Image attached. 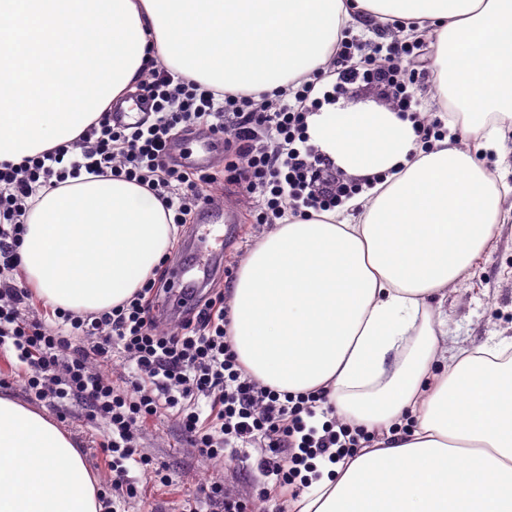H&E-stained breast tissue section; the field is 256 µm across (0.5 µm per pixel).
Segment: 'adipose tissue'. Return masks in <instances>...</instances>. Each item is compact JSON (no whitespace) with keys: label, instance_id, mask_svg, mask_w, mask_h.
<instances>
[{"label":"adipose tissue","instance_id":"1","mask_svg":"<svg viewBox=\"0 0 512 512\" xmlns=\"http://www.w3.org/2000/svg\"><path fill=\"white\" fill-rule=\"evenodd\" d=\"M423 33L453 106L419 144L391 109L323 103L307 132L336 166L378 177L347 209L261 237L231 292L234 350L259 382L329 404L376 434L295 512H512V338L449 351L444 291L485 250L503 187L451 137L499 149L512 120V0H0V163L74 140L165 62L274 99L324 63L340 28ZM144 187L82 174L42 190L21 270L48 304L91 312L140 288L170 248ZM97 478L48 414L0 396V512H102Z\"/></svg>","mask_w":512,"mask_h":512}]
</instances>
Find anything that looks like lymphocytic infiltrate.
Here are the masks:
<instances>
[{"label":"lymphocytic infiltrate","instance_id":"obj_1","mask_svg":"<svg viewBox=\"0 0 512 512\" xmlns=\"http://www.w3.org/2000/svg\"><path fill=\"white\" fill-rule=\"evenodd\" d=\"M360 52L359 44L338 37L332 62L339 81L383 85L396 111H409L412 99L400 66L410 47L393 43L386 54L365 59ZM324 74L317 69L292 97L260 105L249 94L218 90L158 64L143 81L149 111L139 125H114L106 111L68 144L0 164V346L12 343L35 400H52L60 409L74 404L88 419L104 422L101 449L110 458L112 487L134 493L124 466L136 452L132 428L162 409L177 411L182 431L207 459L223 458L241 443H263L255 468L282 489L313 469L314 459L336 463L361 447V432L329 417L325 395L282 394L246 373L229 336L223 293L206 298L191 317L179 320L176 331L161 330L157 298L168 284L167 265L153 269L131 297L106 310L79 314L56 308L46 322L27 321L20 312L34 300L19 278L18 248L39 191L85 172L120 177L146 188L179 227L196 207L213 203L215 175L167 160L174 131L204 129L222 139L225 155L234 159L232 182L274 219L289 210L326 211L359 194L306 136L309 94ZM82 336L93 337V344L79 345ZM116 340L136 365L126 394L116 392L96 368L110 360ZM198 395L208 401V416L193 403Z\"/></svg>","mask_w":512,"mask_h":512}]
</instances>
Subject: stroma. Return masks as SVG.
I'll return each instance as SVG.
<instances>
[{
  "label": "stroma",
  "instance_id": "35a3bbf8",
  "mask_svg": "<svg viewBox=\"0 0 512 512\" xmlns=\"http://www.w3.org/2000/svg\"><path fill=\"white\" fill-rule=\"evenodd\" d=\"M430 41L427 35L415 41L412 55L404 60V68L409 92L415 98L427 100L429 112L435 114L444 111L445 103L430 90ZM475 157L508 189L502 195L503 219L495 226L487 248L464 275L448 286L442 312L448 318V344L452 347L474 348L492 337L512 336V127L505 131L500 152L479 151ZM215 195L233 209V216L228 218L209 208L195 211L193 223L178 232L179 242L171 246L170 252L172 262L185 263L196 272L207 254L216 250L217 237L227 235L229 243L223 266L214 270L207 285L208 291L225 292L254 243L271 227L257 223L253 206L241 197L236 185L223 183ZM57 424L74 441L97 476L98 488L106 499L105 512H183L188 504L194 512H221L218 501L199 493L198 487L204 480L223 484L245 505L252 504L260 488L252 470L253 459L260 453L258 446H248L217 464L209 462L185 438L173 409L149 417L135 433L137 457L126 462L128 476L139 489L134 497L113 491L108 485L109 471L100 450L98 429L80 409L69 408ZM142 457L165 467L170 483L161 485L146 478L138 463Z\"/></svg>",
  "mask_w": 512,
  "mask_h": 512
}]
</instances>
